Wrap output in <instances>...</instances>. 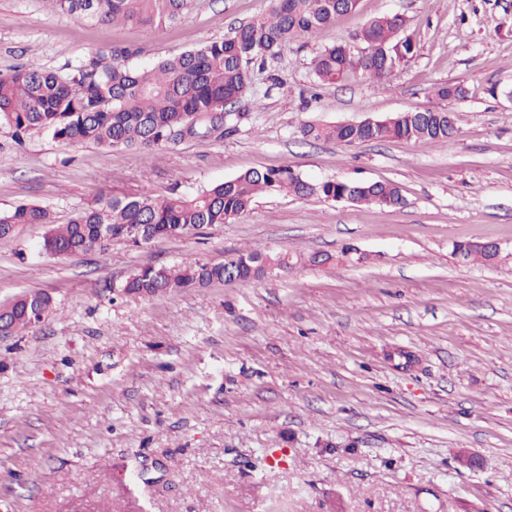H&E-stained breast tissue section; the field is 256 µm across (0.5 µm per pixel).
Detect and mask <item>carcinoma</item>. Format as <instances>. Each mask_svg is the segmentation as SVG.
<instances>
[{
	"mask_svg": "<svg viewBox=\"0 0 512 512\" xmlns=\"http://www.w3.org/2000/svg\"><path fill=\"white\" fill-rule=\"evenodd\" d=\"M59 11L89 25L136 23L159 26L178 21L190 0H49ZM359 0H270V8L238 27L230 37L132 68L138 54L131 47H107L87 59L67 65V71L24 66L0 74V126L22 140L32 130H43L68 144H91L104 150L136 149L149 156L181 142H202L229 132L228 107L247 94L252 67H264L282 47L301 37H312L338 17L357 10ZM405 19L381 15L368 21L360 33L364 44L356 51L346 42L322 50L314 72L325 84H337L360 74L385 83L416 53L408 36L401 37ZM441 118L420 120L409 113L392 121L366 125L302 123L304 139L335 141L344 145L403 140L422 145L451 143L456 128L448 126L445 109H432ZM263 193L336 199L356 194V202L396 208L403 204L398 186L390 182L323 181L310 183L290 168L254 169L195 194L172 192L156 197L148 191L100 199L76 212L67 223H55L50 211L25 204L0 214V239L14 237L20 226L47 227L40 243L49 255L103 252L114 240L135 246L160 237H180L215 224L232 222L247 213ZM454 252L463 259L488 263L499 252L458 243ZM281 260L239 250L224 262H186L175 269L147 266L123 283L126 294L154 295L207 288L225 282L227 269L238 281L264 277L259 260ZM52 312L53 298L31 290L0 304V336L17 335L31 327L32 306Z\"/></svg>",
	"mask_w": 512,
	"mask_h": 512,
	"instance_id": "1",
	"label": "carcinoma"
}]
</instances>
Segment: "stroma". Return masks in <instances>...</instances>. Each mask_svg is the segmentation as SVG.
<instances>
[{
	"mask_svg": "<svg viewBox=\"0 0 512 512\" xmlns=\"http://www.w3.org/2000/svg\"><path fill=\"white\" fill-rule=\"evenodd\" d=\"M270 0H194L177 24L88 26L0 0V73L61 70L109 46L133 67L230 35ZM398 13L417 52L386 84L320 83L313 60ZM463 85L441 100L437 85ZM512 0H359L254 70L235 132L151 156L0 128V213L57 223L102 197L193 194L250 169L386 181L398 208L262 195L183 237L52 257L45 228L0 241V303L50 294L0 337V512H512ZM445 108L452 144L301 140V123ZM499 245L466 262L459 242ZM363 263L343 257L345 248ZM325 255L249 283L151 297L144 266L240 249ZM478 464H458L459 452Z\"/></svg>",
	"mask_w": 512,
	"mask_h": 512,
	"instance_id": "stroma-1",
	"label": "stroma"
}]
</instances>
